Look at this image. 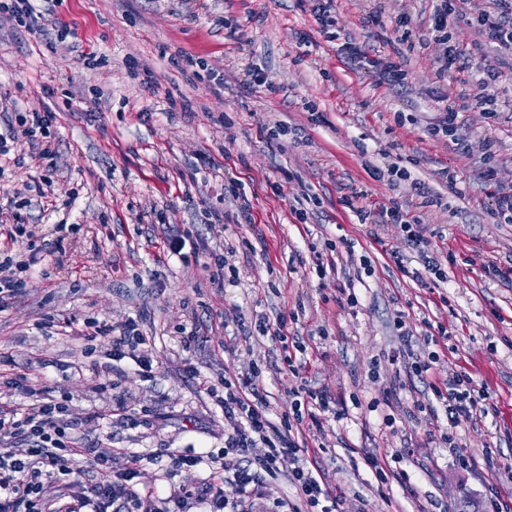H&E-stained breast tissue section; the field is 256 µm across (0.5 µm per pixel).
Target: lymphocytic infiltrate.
<instances>
[{
  "label": "lymphocytic infiltrate",
  "instance_id": "f902f5d3",
  "mask_svg": "<svg viewBox=\"0 0 512 512\" xmlns=\"http://www.w3.org/2000/svg\"><path fill=\"white\" fill-rule=\"evenodd\" d=\"M467 0H438L429 18V27L438 42L441 53L440 74H470L475 65L468 50L454 33L459 17H467L469 25L489 43L502 51L512 53V0H485L483 7L466 14ZM500 73L480 78L476 93H459L457 100L445 102L444 117L431 128L432 133L445 134L456 149L466 150L467 144L458 134L460 113L476 108L487 117L497 114L500 94ZM346 204L359 221L376 219L380 224H396L416 252L419 267L407 268L403 255H395L397 267L406 277L425 283L427 277L446 281L438 253L429 251L401 207L385 208L370 213L359 206L356 198H347ZM26 229L16 225L6 237L16 245L15 256L0 258V310L19 292L23 273L29 272L39 260L33 242L24 238ZM77 338L93 342L100 338L112 341L113 360H131L141 371L153 370V361L141 347L146 342L136 321L114 326L105 320L87 322L78 330ZM408 379L425 385L434 396L422 407L431 424L456 455L460 468L477 469L479 461L462 443L460 430L493 411L489 394L478 388L472 375L459 371L448 378H435L433 365L438 352L420 357L403 349L398 353ZM289 373L296 384L291 393L293 420L309 417L318 421L334 402L327 388L311 386L304 364H292ZM203 387L209 397L224 410L227 424L224 455L203 459L200 456L180 457L176 466L195 467L207 464L210 474L201 489L183 490L160 497L153 488H139L132 479L144 460L143 454L130 453L128 466L93 487H83L76 476L74 465L81 459H90L95 468H106L112 451L97 448L87 451L68 432L73 423L67 404L45 395H35L31 385L19 382L18 388L30 396V403L0 402V512H182L188 501H195L199 512H244L247 502L259 499L266 478L285 476L291 486V496L277 501L268 512H331L327 505L329 492L322 480L319 467L312 461L310 451L292 431L291 422L276 426L269 417L266 390L259 373L253 372L225 382L216 388L211 382ZM263 448L260 457L251 451Z\"/></svg>",
  "mask_w": 512,
  "mask_h": 512
}]
</instances>
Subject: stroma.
I'll return each mask as SVG.
<instances>
[{
    "label": "stroma",
    "instance_id": "35a3bbf8",
    "mask_svg": "<svg viewBox=\"0 0 512 512\" xmlns=\"http://www.w3.org/2000/svg\"><path fill=\"white\" fill-rule=\"evenodd\" d=\"M313 7L312 0H51L43 24L67 30L62 43L0 11V98L19 114H54L52 157L11 161L0 203L24 183L52 181L48 211L21 215L41 225V245L63 264L59 271L34 266L0 312V398H18L14 384L28 362L47 360L42 384L70 401L84 447L146 453L138 485L157 484L165 497L193 490L207 466L172 469L167 480L161 473L173 457L224 449V414L200 379L260 369L272 418L280 420L293 378L280 343L249 330L261 317L294 312L286 334L305 346L309 378L349 410L345 420L300 427L308 447L322 452L337 512H481L487 479L498 478L512 495L503 469L512 461V284L483 269L490 261L512 264V223L495 217V186L477 157L492 140L500 169L512 171V86L502 87L496 123L460 113L471 149L455 150L427 132L440 117L437 96L462 88L459 78L436 77L432 0H333L327 31ZM404 13L412 18V50L392 25ZM456 36L481 69H512V55L473 28L459 24ZM348 42L400 66L404 87L354 66ZM257 71L263 84L253 79ZM279 123L295 129L299 142L268 140L265 128ZM397 161L449 208L421 207L375 177ZM446 169L455 171V187L443 178ZM305 186L322 205L301 223L291 207ZM354 193L371 211L396 202L421 216L430 249L451 257L449 286L424 288L403 277L390 255L408 253V245L394 225L359 223L344 204ZM242 196L246 217L238 211ZM217 213L223 225L213 224ZM64 222L70 229L61 236L54 227ZM175 227L198 234L211 252L206 263L164 253ZM348 239L372 266L356 280L346 270ZM221 256L228 269L219 268ZM319 257L330 265L322 278ZM351 291L359 298L354 308L346 304ZM400 313L418 349L431 327H446L441 372L467 370L496 405L461 432L468 451L492 448L490 466L459 468L415 411L417 393L390 360L400 345L393 332ZM49 316L139 322L148 338L143 352L156 363L152 375L128 363L104 371L111 341L85 355L82 341L40 330ZM191 325L197 334L186 347L181 329ZM97 383L111 384V397L94 393ZM383 397L395 418L390 429L384 413L368 407ZM110 401L119 410L86 422ZM369 452L391 464L387 482L366 465ZM405 474L413 493L401 487Z\"/></svg>",
    "mask_w": 512,
    "mask_h": 512
}]
</instances>
